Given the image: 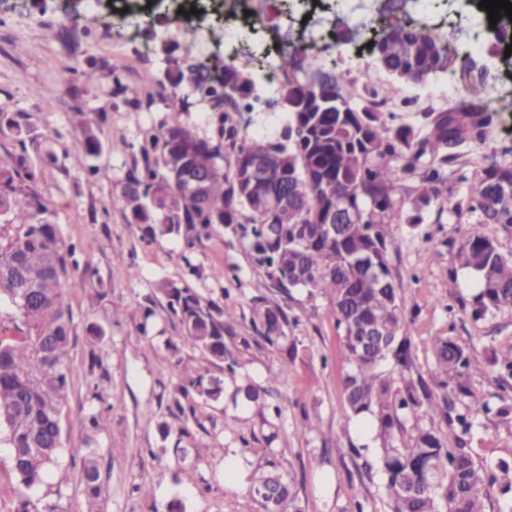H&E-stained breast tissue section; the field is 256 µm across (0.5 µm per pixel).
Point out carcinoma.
<instances>
[{
    "mask_svg": "<svg viewBox=\"0 0 512 512\" xmlns=\"http://www.w3.org/2000/svg\"><path fill=\"white\" fill-rule=\"evenodd\" d=\"M375 67L406 86L438 72L459 75L464 100L458 107L421 112L413 123H396L393 112L359 95L353 83L334 76L336 102L316 103V87L304 76L322 72L300 57L273 100L279 108L281 131L276 136L240 135L234 114L251 110L260 100L242 93L233 75L257 78L246 55L212 66L177 68L173 85L192 82L211 69L220 73L219 86L197 84L194 92L211 97V108L222 114L216 139L199 135L195 125L162 121L142 131L139 158L128 171L122 193L113 205L126 212L145 234L156 239L189 234L200 225L240 224L257 265L283 291L320 289L329 293L332 314L342 329L351 364L343 380L344 417L365 414L376 423L380 463L391 512H486L491 489L502 495L498 512H512V464L489 471L468 447L473 421L468 414L450 417L451 396L439 405L428 383L412 375L396 379L381 371L393 359L401 371L411 369L407 320L400 288L392 274L389 245L395 224H422L439 204L438 216L465 210L474 216L459 248L467 270L472 313L512 312V253H503L484 232L487 224L512 231V162L491 159L465 200H438L448 184V167L464 149L487 140L489 113L512 109V99L495 105L475 82L479 49L469 43L452 47L446 37L422 19L397 23L371 43ZM74 131L82 159L97 156L102 142L99 126L78 113ZM0 135L18 142L21 154L0 164V304L13 313L0 318V430L9 448L11 470L27 489L40 485L62 449L60 401L72 382L66 356L74 340L73 315L65 290L79 272L76 248L63 242L57 225L45 220L16 224L47 211L36 190V175L27 146L39 148V135L22 113L0 112ZM227 150L234 162L229 171L216 162ZM186 167L210 173L199 199L172 173ZM283 187L288 206L281 209L263 197L261 188ZM345 219L336 230L325 223L331 206ZM157 291L166 298V313L182 339L209 357L235 365L233 347L237 309L203 298L195 289L164 279ZM258 338L276 346L288 316L277 303L252 308ZM437 373L457 380L450 393H470L462 378L479 369L451 336L432 338ZM500 377L512 379V349L493 353ZM224 392L223 382L198 368L183 374L171 394L179 432L201 426L198 412ZM448 417L455 447L432 426L438 413ZM413 422L415 434L405 423ZM80 462L87 512H100L101 455L96 448L74 450ZM254 485L265 512H299L294 505L293 479L280 465Z\"/></svg>",
    "mask_w": 512,
    "mask_h": 512,
    "instance_id": "1",
    "label": "carcinoma"
}]
</instances>
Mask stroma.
Instances as JSON below:
<instances>
[{
	"instance_id": "stroma-1",
	"label": "stroma",
	"mask_w": 512,
	"mask_h": 512,
	"mask_svg": "<svg viewBox=\"0 0 512 512\" xmlns=\"http://www.w3.org/2000/svg\"><path fill=\"white\" fill-rule=\"evenodd\" d=\"M204 8L205 19L194 33L173 17L147 21L135 11L106 8L100 0H84L75 10L65 0H0V112L25 113L55 154L50 165L42 164L39 153L29 154L39 168L45 218L57 224L66 244L76 246L81 266L88 269L66 290L76 341L67 359L72 384L60 406L62 453L43 482L27 489L16 481L9 450L0 443V512L21 498L36 512L48 503L57 512H84L80 469L70 454L84 445L81 418L98 410L108 417L94 437L102 456V512H264L253 486L271 459L293 478L300 512H355L359 503L365 512H390L377 446L343 417L342 382L350 364L328 294L309 288L282 293L255 263L238 225L201 231L189 249L175 235L144 239L112 205L139 156L143 128L164 120L194 122L202 134L213 129L205 105L188 86L173 87L164 75L171 61H183L189 51L207 64L223 58L212 33L224 28V14L211 0ZM475 13L469 0H457L451 9L431 8L425 18L438 32L463 42L478 40L487 82L512 90L503 42L489 25L473 28ZM418 16L411 4L386 12L380 0H364L350 20L352 42L336 58L318 55L316 64L356 80L363 96L398 93L396 114L413 121L419 110L415 88L397 89L388 74L375 71L368 45L375 29ZM319 36L335 43L334 10L308 12L299 0H283L280 14L269 15L255 39L271 50L287 39L304 43ZM92 66L113 70L126 94H112L106 83L85 82L80 72ZM368 71L376 72L375 85L367 84ZM175 95L188 102L187 110L167 107ZM49 96L54 99L50 110L45 107ZM135 96L153 97L152 111L134 110L128 100ZM81 112L102 120V151L91 165L108 169V177L90 176L89 165L75 162L82 152L74 133ZM507 149H512V112L492 113L487 144L467 148L461 177L448 181L453 199L469 193L486 155ZM472 222L465 213L395 227L389 258L406 310L412 373L427 379L435 398H442L446 389L432 376L431 338L451 336L484 366L467 380L471 397L512 406V380L498 382L486 369L492 351L512 348V314L476 321L467 309L471 290L458 250ZM163 279L240 307L235 370L208 362L181 342L157 291ZM260 298L279 303L288 315L280 347L255 342L250 314ZM92 325L104 331L94 343L87 333ZM200 366L223 381L224 393L202 410L211 426L182 436L168 411L169 394L178 368ZM471 397L456 399V410L464 411ZM475 421L469 445L476 461L491 469L512 461V420L479 413ZM231 455L239 459L241 474L229 488L224 469ZM187 469L194 471V482L184 478Z\"/></svg>"
}]
</instances>
